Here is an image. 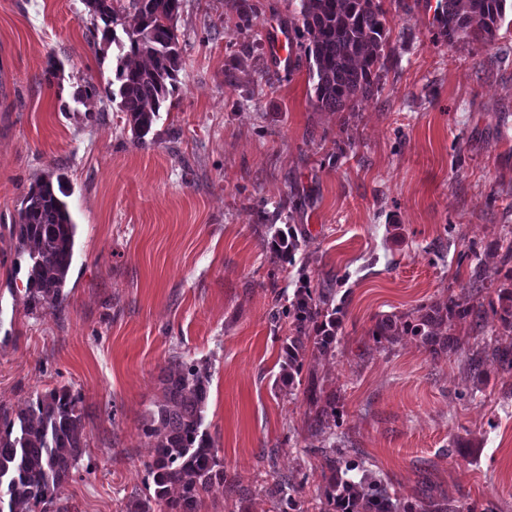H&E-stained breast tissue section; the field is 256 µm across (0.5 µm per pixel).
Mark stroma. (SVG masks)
Returning a JSON list of instances; mask_svg holds the SVG:
<instances>
[{"label": "stroma", "mask_w": 512, "mask_h": 512, "mask_svg": "<svg viewBox=\"0 0 512 512\" xmlns=\"http://www.w3.org/2000/svg\"><path fill=\"white\" fill-rule=\"evenodd\" d=\"M436 4L383 0L394 63L348 118L317 105L286 33L299 0H183L179 87L140 144L109 98L116 48L93 39L83 0H0V407L67 388L86 441L49 512H125L148 495L141 426L175 355L210 366L203 427L247 512H273L263 490L287 472L314 512L317 440L303 386L280 380L289 325L269 317L304 272L343 306L335 357L310 351L305 366L335 392L345 446L402 499L426 477L455 504L512 512V373L464 368L497 321L458 324L450 356L370 337L381 315L467 296L472 266L499 288L485 246L512 240V13L491 42L449 43ZM87 82L97 95L75 101ZM52 173L71 190L75 255L62 307L32 311L7 227ZM281 205L288 221H263ZM288 224L301 246L283 265L271 241ZM228 484L198 512H238Z\"/></svg>", "instance_id": "stroma-1"}]
</instances>
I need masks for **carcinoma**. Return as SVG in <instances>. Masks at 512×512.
<instances>
[{
    "instance_id": "cac0c4a2",
    "label": "carcinoma",
    "mask_w": 512,
    "mask_h": 512,
    "mask_svg": "<svg viewBox=\"0 0 512 512\" xmlns=\"http://www.w3.org/2000/svg\"><path fill=\"white\" fill-rule=\"evenodd\" d=\"M101 39L116 45L110 98L118 102L139 143L151 131L159 112L173 94L181 69L180 42L175 20L182 0H84ZM509 0H438L435 18L439 35L448 42L471 38L490 42L501 27ZM126 11L134 13L135 25L121 41L115 27ZM382 0H300L295 29L306 38L305 56L315 99L330 112L355 111L378 86L391 55L385 52L390 29ZM70 188L62 176L47 177L31 185L22 198L18 223L10 226L17 251L28 256L26 305L59 306L73 262L76 224L65 198ZM296 238L280 235L273 250L283 264L292 261ZM487 250L500 256L504 279L512 282V244L494 241ZM293 300L278 306L271 319L288 320L291 334L282 346L283 380L292 385L302 374L307 346L321 355L336 352L337 314L333 290L313 288L309 276ZM498 318L502 332L484 354L471 355L469 368L480 380L488 367L512 371V289L500 288L496 298L448 304L420 305L413 313L380 318L371 332L377 344H393L413 336L434 354L457 352L454 327L468 322L484 326ZM163 399L147 411L142 435L153 448L146 463L153 494L136 499L128 512H197L201 495L224 481L210 435L202 429L203 410L209 395L206 368L195 361L174 360L163 379ZM309 424L315 435L339 426L336 395H324L323 379L311 370L303 391ZM86 448L77 399L66 389L39 394L28 405L11 413L0 408V512H22L38 504H51L76 468ZM329 472L324 487V512H461V507L425 489L418 498L402 500L388 482L371 476L350 449L334 441L311 448ZM266 493L277 512H301L299 486L282 477Z\"/></svg>"
}]
</instances>
